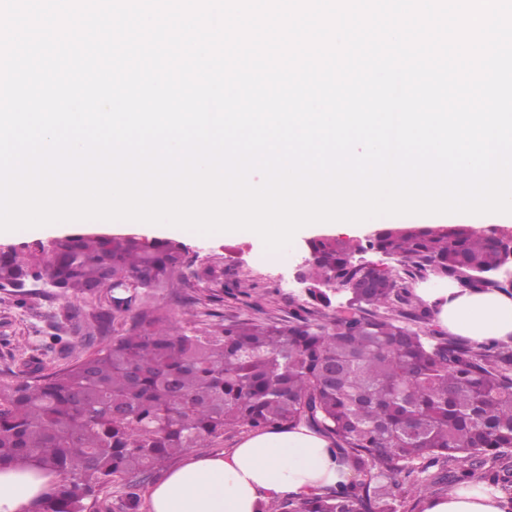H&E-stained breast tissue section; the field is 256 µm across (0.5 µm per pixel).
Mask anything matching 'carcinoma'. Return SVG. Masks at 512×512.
<instances>
[{
  "instance_id": "obj_1",
  "label": "carcinoma",
  "mask_w": 512,
  "mask_h": 512,
  "mask_svg": "<svg viewBox=\"0 0 512 512\" xmlns=\"http://www.w3.org/2000/svg\"><path fill=\"white\" fill-rule=\"evenodd\" d=\"M308 299L280 327L255 319L199 333L176 325L151 294L185 305L181 242L77 229L0 249V289L42 282L59 297L110 284L134 290L95 316L106 347L48 375L0 384V467L60 477L33 512H88L120 481L125 508L165 464L232 428L304 426L328 438L349 477L257 512H399L410 495L491 478L512 489V338L462 344L432 327L412 282L512 294V228L381 224L363 240L307 241ZM393 261L384 269L356 255ZM346 300L336 311L333 294Z\"/></svg>"
}]
</instances>
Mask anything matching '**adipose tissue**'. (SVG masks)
Instances as JSON below:
<instances>
[{
	"mask_svg": "<svg viewBox=\"0 0 512 512\" xmlns=\"http://www.w3.org/2000/svg\"><path fill=\"white\" fill-rule=\"evenodd\" d=\"M439 324L477 342L512 337V297L499 291H435ZM330 443L300 427L250 436L230 452L193 456L150 493V512H256L259 502L307 495L345 479ZM55 474L0 468V512H29L59 483ZM424 512H506L500 493L455 488L425 502Z\"/></svg>",
	"mask_w": 512,
	"mask_h": 512,
	"instance_id": "obj_1",
	"label": "adipose tissue"
}]
</instances>
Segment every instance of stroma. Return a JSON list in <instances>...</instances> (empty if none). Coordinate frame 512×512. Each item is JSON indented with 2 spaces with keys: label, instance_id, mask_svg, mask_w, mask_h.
I'll list each match as a JSON object with an SVG mask.
<instances>
[{
  "label": "stroma",
  "instance_id": "stroma-1",
  "mask_svg": "<svg viewBox=\"0 0 512 512\" xmlns=\"http://www.w3.org/2000/svg\"><path fill=\"white\" fill-rule=\"evenodd\" d=\"M112 234L137 233L148 237L175 239L188 250L191 261L185 270L190 294L194 298V315L186 317L182 304L168 293H156L153 301L170 311L188 327L203 329L214 323L256 318L268 323L285 324L292 320L307 296L295 278L308 238L318 234L362 238L370 234L372 225L350 228L340 224H311L301 229L288 256L268 253L262 241L246 236L224 238L197 235L189 231L154 224H109ZM222 268L224 274L215 280L197 279L204 267ZM243 282L250 290L253 307L229 293L230 285ZM110 293L98 290L95 295L64 299L52 289L33 285L24 296L15 297L0 290V383L25 377L28 367L37 366L49 372L63 365L62 353L83 355L84 338L92 332V313L110 308ZM80 318H73L74 310Z\"/></svg>",
  "mask_w": 512,
  "mask_h": 512
}]
</instances>
